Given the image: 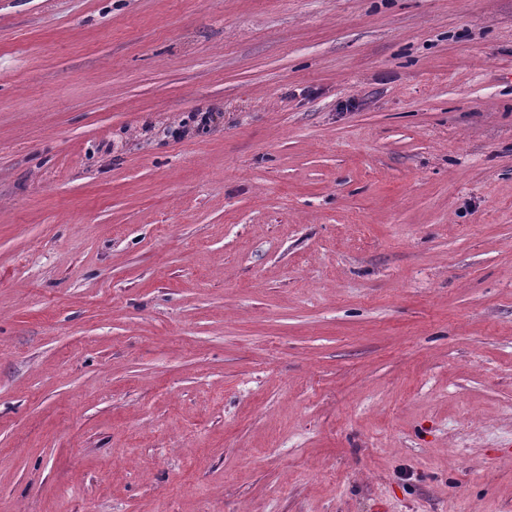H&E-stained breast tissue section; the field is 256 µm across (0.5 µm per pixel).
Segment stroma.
Instances as JSON below:
<instances>
[{
  "label": "stroma",
  "instance_id": "1",
  "mask_svg": "<svg viewBox=\"0 0 512 512\" xmlns=\"http://www.w3.org/2000/svg\"><path fill=\"white\" fill-rule=\"evenodd\" d=\"M0 512H512V0H0Z\"/></svg>",
  "mask_w": 512,
  "mask_h": 512
}]
</instances>
